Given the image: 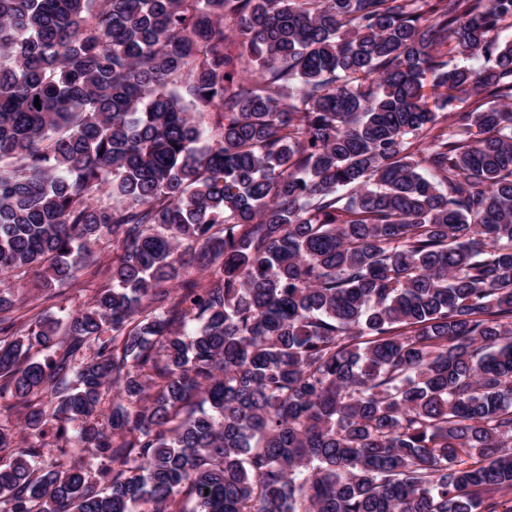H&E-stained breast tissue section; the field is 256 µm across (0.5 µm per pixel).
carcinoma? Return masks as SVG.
Here are the masks:
<instances>
[{
  "instance_id": "obj_1",
  "label": "carcinoma",
  "mask_w": 512,
  "mask_h": 512,
  "mask_svg": "<svg viewBox=\"0 0 512 512\" xmlns=\"http://www.w3.org/2000/svg\"><path fill=\"white\" fill-rule=\"evenodd\" d=\"M509 29L0 0V512H512ZM112 262V236L107 235L100 244V247L96 251V257L94 259V263L91 267L86 268L80 272V279L79 283L75 288H62L54 289L50 292V295L53 293H57L59 291H62L64 293V296L53 298L51 300L44 301L42 299H38L35 301L34 304H41L39 309H45L47 312L52 313L56 315L57 317H61L64 315V313L59 312V305L58 302L60 298H64L65 302H63V305H65L70 310H76L79 307H82L85 301L88 299V297L98 288L104 286L107 281L103 277H93L91 276V271L94 268H97L98 266H101L103 268L107 264ZM43 303V304H42Z\"/></svg>"
}]
</instances>
